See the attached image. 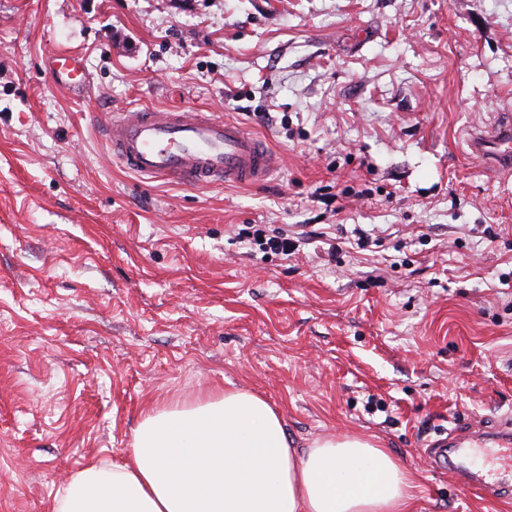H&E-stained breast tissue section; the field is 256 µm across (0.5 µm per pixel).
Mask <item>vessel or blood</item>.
Returning <instances> with one entry per match:
<instances>
[{
	"label": "vessel or blood",
	"mask_w": 512,
	"mask_h": 512,
	"mask_svg": "<svg viewBox=\"0 0 512 512\" xmlns=\"http://www.w3.org/2000/svg\"><path fill=\"white\" fill-rule=\"evenodd\" d=\"M50 76L56 86L85 95L86 74L77 54L56 52ZM105 131L113 158L125 169L183 185L255 184L276 166L275 155L261 139L233 121L190 106L123 112L109 117ZM466 143L472 154L512 173V120L471 132ZM491 441L499 454L487 473H456L462 484L479 486L488 494L512 483V427L475 424L455 431L448 440L450 447L464 449L483 448Z\"/></svg>",
	"instance_id": "b4317fda"
}]
</instances>
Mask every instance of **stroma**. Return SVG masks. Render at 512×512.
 Listing matches in <instances>:
<instances>
[{
    "label": "stroma",
    "instance_id": "35a3bbf8",
    "mask_svg": "<svg viewBox=\"0 0 512 512\" xmlns=\"http://www.w3.org/2000/svg\"><path fill=\"white\" fill-rule=\"evenodd\" d=\"M179 105L265 139L272 174L125 171L104 114ZM507 116L512 0H0V512H55L151 408L231 384L298 448L373 438L413 512H512L425 454L512 421V177L465 145ZM248 224L319 236L285 258ZM52 82L69 93L85 96L86 74L82 59L67 50H60L55 53L50 71Z\"/></svg>",
    "mask_w": 512,
    "mask_h": 512
}]
</instances>
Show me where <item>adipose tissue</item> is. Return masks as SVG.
I'll return each mask as SVG.
<instances>
[{"mask_svg":"<svg viewBox=\"0 0 512 512\" xmlns=\"http://www.w3.org/2000/svg\"><path fill=\"white\" fill-rule=\"evenodd\" d=\"M411 473L358 436L305 450L260 394L235 387L151 410L119 463H93L57 512H412Z\"/></svg>","mask_w":512,"mask_h":512,"instance_id":"ef3b65f1","label":"adipose tissue"}]
</instances>
